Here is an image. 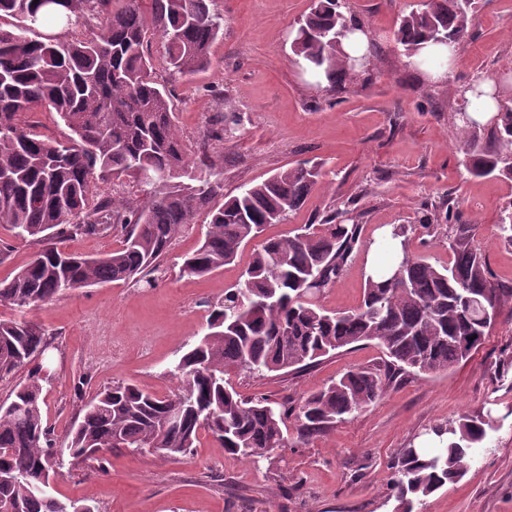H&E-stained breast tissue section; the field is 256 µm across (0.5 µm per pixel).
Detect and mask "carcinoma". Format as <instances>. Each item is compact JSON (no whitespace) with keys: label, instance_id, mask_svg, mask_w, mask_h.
<instances>
[{"label":"carcinoma","instance_id":"cac0c4a2","mask_svg":"<svg viewBox=\"0 0 512 512\" xmlns=\"http://www.w3.org/2000/svg\"><path fill=\"white\" fill-rule=\"evenodd\" d=\"M211 0H68L64 14L39 0H0V14L18 19L16 30L0 28V227L38 250L12 278L0 279V305L17 315L0 319V379L27 374L0 402V505L15 512H70L43 484L44 473L64 465L103 469L115 449L147 452L160 459L190 453L200 432L249 463L288 443L328 431L383 397L402 373L446 372L483 343L495 323L482 305L502 307L512 296L492 280L485 258L472 246L474 227L454 224L453 213L430 210L421 217L433 233L446 229L452 260L434 265L408 250L407 230L394 225L402 257L384 259L366 276L354 310L332 311L321 304L360 243L359 224L326 215L287 238L262 234L285 224L301 209L323 173L300 163L279 171L221 204L214 180L224 159H213L209 140L234 136L241 117L220 115L211 139L197 147L200 173L179 181L188 163L187 146L174 122L170 91L157 83L147 52L149 37L163 44L168 68L182 77L211 66L210 49L222 35L224 17ZM92 5L102 16L98 32L84 40L60 42L50 34L28 33L72 24ZM475 0H421L404 15L396 41L408 57L434 46L457 48L468 34ZM345 0H316L294 38V54L323 76L334 91L355 74L343 39L360 23ZM51 112L69 129L62 140L18 124L17 116ZM492 145L465 155L475 176L512 178V109L492 119ZM110 175L137 179L143 198L100 197L95 180ZM207 211L201 246L182 258L181 271L206 276L252 249L242 281L224 291L208 332L168 371L175 384L159 396L119 382L98 392L82 408L81 420L58 441L44 423L49 377L36 363L50 345L48 331L29 311L81 288L145 282L158 271L174 238L195 214ZM499 239L512 245V207L498 218ZM120 237L109 253L86 255L59 244L78 236ZM362 341L382 346L385 372L357 368L299 402L246 400L227 382L230 369L250 374L299 371ZM493 429L490 414L466 415L455 426H436L431 448L411 445L394 461L396 512H414L423 498L460 480L473 448Z\"/></svg>","mask_w":512,"mask_h":512}]
</instances>
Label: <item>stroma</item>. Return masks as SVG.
Returning a JSON list of instances; mask_svg holds the SVG:
<instances>
[{
  "label": "stroma",
  "mask_w": 512,
  "mask_h": 512,
  "mask_svg": "<svg viewBox=\"0 0 512 512\" xmlns=\"http://www.w3.org/2000/svg\"><path fill=\"white\" fill-rule=\"evenodd\" d=\"M417 2L349 0L374 49L365 71L337 92L314 83L291 51L312 0H214L224 36L211 48V67L189 81L169 74L159 40L149 46L188 149L213 130L224 107L240 114L234 138L211 145L224 159V196L299 163L321 166L325 177L308 203L266 233L291 235L335 209L356 218L363 249L326 290L329 309L359 306L366 248L393 225L406 226L411 254L447 264V238L427 234L419 222L426 204L453 207L461 223L475 225L473 245L494 281L512 286V247L496 227L512 205V179L467 175L464 149L489 145L490 137L484 129L462 132L454 118L462 87L479 75L496 82L501 104L512 107V0H480L468 37L437 81L411 65L395 40L401 16ZM206 223L201 212L183 227L155 287L81 288L32 310L51 335L40 359L50 376L42 410L56 437L112 383L172 389L167 369L202 337L211 303L238 283L249 261L244 254L211 275L180 276L178 264L199 246ZM384 360L377 343L360 342L298 373L232 370L227 379L245 398L295 400L347 370L383 368ZM486 411L496 426L464 477L426 497L418 512H512V298L467 361L401 376L364 412L305 444L249 464L203 433L175 460L121 449L107 455L104 471H62L52 493L96 512H393L391 464L401 449L432 426Z\"/></svg>",
  "instance_id": "obj_1"
}]
</instances>
